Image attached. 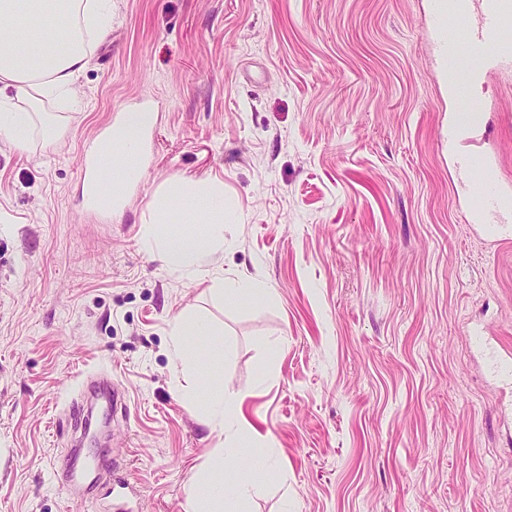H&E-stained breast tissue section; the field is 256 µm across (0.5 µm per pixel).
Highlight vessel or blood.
<instances>
[{"mask_svg": "<svg viewBox=\"0 0 512 512\" xmlns=\"http://www.w3.org/2000/svg\"><path fill=\"white\" fill-rule=\"evenodd\" d=\"M432 30L446 55L463 52L471 60L465 70L451 75L453 88L479 84L484 72L512 70V0H433ZM484 128L483 108L479 103L468 104L464 112L448 121V154L456 170L463 176L478 174L483 187L477 190L475 220L491 245L505 244L504 224L512 222V190L502 187L498 166L493 156L482 151H464L463 141H473ZM139 158L122 157L114 173H107L95 153L85 155L81 176L89 191L90 205H100L99 194L109 191L113 203H120L131 181L129 171L138 166ZM81 409L101 407L105 417L126 411L123 394L110 377L101 375L88 380L81 390ZM82 438H75L61 467L60 480L68 488L70 500L84 499L86 474L82 463Z\"/></svg>", "mask_w": 512, "mask_h": 512, "instance_id": "b4317fda", "label": "vessel or blood"}]
</instances>
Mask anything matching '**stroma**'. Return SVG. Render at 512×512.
Wrapping results in <instances>:
<instances>
[{
	"label": "stroma",
	"instance_id": "stroma-1",
	"mask_svg": "<svg viewBox=\"0 0 512 512\" xmlns=\"http://www.w3.org/2000/svg\"><path fill=\"white\" fill-rule=\"evenodd\" d=\"M431 0H112V29L44 109L60 134L0 139V512H106L57 470L81 382L104 373L128 411L109 427L131 512H183L218 440L174 393L170 329L273 440L244 458L250 512H512V385L473 328L512 345V245L494 248L438 144L448 89ZM512 186V72L479 88ZM145 115L152 151L121 208L84 203L90 142ZM224 184V246L168 271L141 230L156 199ZM265 282L241 303L221 278ZM211 335L209 325L193 314H184L179 317L171 329L172 355L176 361L185 362L193 369L196 367L197 357H191L187 349V336Z\"/></svg>",
	"mask_w": 512,
	"mask_h": 512
}]
</instances>
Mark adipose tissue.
<instances>
[{"mask_svg":"<svg viewBox=\"0 0 512 512\" xmlns=\"http://www.w3.org/2000/svg\"><path fill=\"white\" fill-rule=\"evenodd\" d=\"M112 19V0H0V84L14 88L15 98H0V138L14 147L27 145L35 126L50 127L43 112L45 98L71 95L77 75L86 65L88 43ZM25 35H16L14 24ZM200 218V230L173 232L175 224ZM147 246L156 249L170 271L192 275L224 243V185L217 180L180 185L162 197L143 228ZM212 430L224 437L215 448L214 466L197 477L196 488L183 512H249L253 487L235 482L245 447L266 455L269 435L261 434L244 417L235 393L214 387L200 405Z\"/></svg>","mask_w":512,"mask_h":512,"instance_id":"adipose-tissue-1","label":"adipose tissue"}]
</instances>
